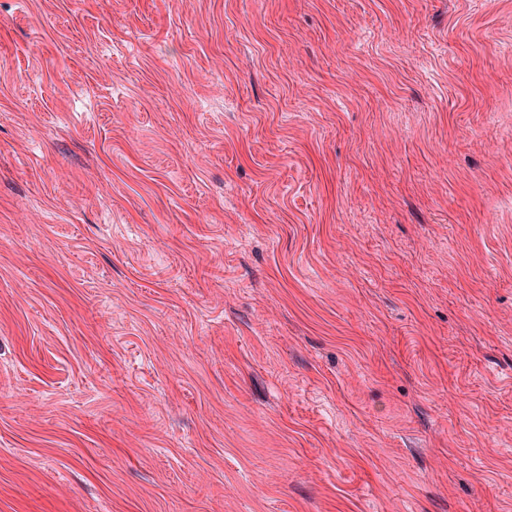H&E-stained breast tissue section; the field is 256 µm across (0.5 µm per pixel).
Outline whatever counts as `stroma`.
I'll list each match as a JSON object with an SVG mask.
<instances>
[{
    "label": "stroma",
    "instance_id": "stroma-1",
    "mask_svg": "<svg viewBox=\"0 0 512 512\" xmlns=\"http://www.w3.org/2000/svg\"><path fill=\"white\" fill-rule=\"evenodd\" d=\"M512 0H0V512H512Z\"/></svg>",
    "mask_w": 512,
    "mask_h": 512
}]
</instances>
